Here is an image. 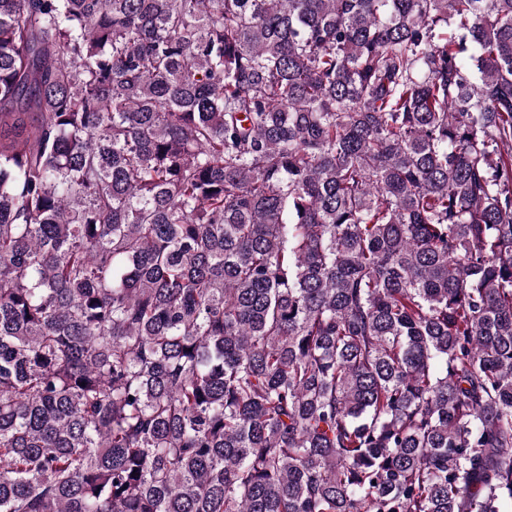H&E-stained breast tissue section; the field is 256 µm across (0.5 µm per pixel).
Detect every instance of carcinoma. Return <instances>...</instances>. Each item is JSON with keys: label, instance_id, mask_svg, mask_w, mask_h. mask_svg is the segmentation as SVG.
<instances>
[{"label": "carcinoma", "instance_id": "1", "mask_svg": "<svg viewBox=\"0 0 512 512\" xmlns=\"http://www.w3.org/2000/svg\"><path fill=\"white\" fill-rule=\"evenodd\" d=\"M512 0H0V512H506Z\"/></svg>", "mask_w": 512, "mask_h": 512}]
</instances>
